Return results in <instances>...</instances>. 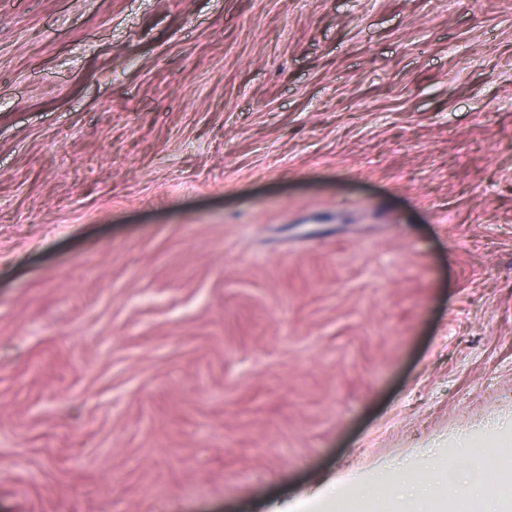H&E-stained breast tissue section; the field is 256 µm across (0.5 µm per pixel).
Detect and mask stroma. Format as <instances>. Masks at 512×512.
<instances>
[{
    "label": "stroma",
    "instance_id": "obj_1",
    "mask_svg": "<svg viewBox=\"0 0 512 512\" xmlns=\"http://www.w3.org/2000/svg\"><path fill=\"white\" fill-rule=\"evenodd\" d=\"M500 417L512 0H0V512H367Z\"/></svg>",
    "mask_w": 512,
    "mask_h": 512
}]
</instances>
